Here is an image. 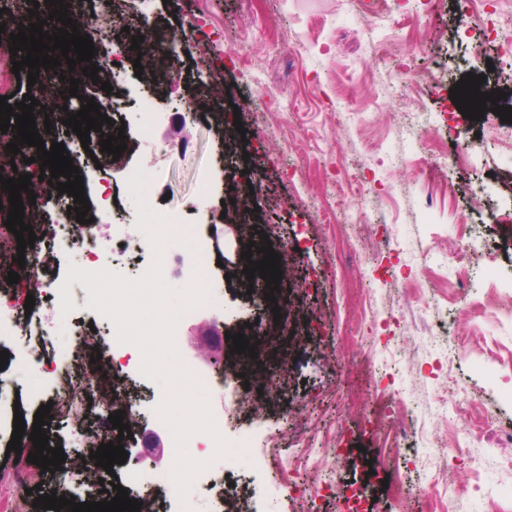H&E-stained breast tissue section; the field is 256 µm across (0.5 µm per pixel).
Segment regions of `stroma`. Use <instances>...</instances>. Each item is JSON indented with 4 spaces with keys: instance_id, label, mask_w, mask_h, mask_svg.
I'll list each match as a JSON object with an SVG mask.
<instances>
[{
    "instance_id": "1",
    "label": "stroma",
    "mask_w": 512,
    "mask_h": 512,
    "mask_svg": "<svg viewBox=\"0 0 512 512\" xmlns=\"http://www.w3.org/2000/svg\"><path fill=\"white\" fill-rule=\"evenodd\" d=\"M481 31L461 0H86L79 30L116 52L87 97L112 86L127 149L96 167L74 156L86 197L117 237L140 238L126 190L135 169L157 207L184 224L224 231L215 267L221 313L183 325L190 354L222 357L227 383L209 403L224 437L259 447L276 438L282 459L311 442L329 492L307 491L297 474L277 490L275 470L223 460L195 445L188 455L223 474L244 512H346L351 484L366 489L363 512H436L428 494L448 467L454 512H512V463L493 441L512 432V380L483 352L512 347V327L492 319V283H512V224L489 207L512 195V123L495 113L464 118L449 91L485 75L512 107V62L483 51L484 38L512 41V0H489ZM136 17L135 32L115 16ZM151 32L174 50L164 62L126 46ZM142 73H135L134 63ZM428 77L422 89L405 72ZM156 116L142 141V97ZM240 125H233L232 114ZM485 190L476 206L471 190ZM239 205L225 210L228 194ZM266 234L281 261L275 301L250 293L232 220ZM478 252H464L469 240ZM469 271L457 284L458 267ZM263 334L256 358H242L226 333ZM0 370V456L15 412L25 423L46 396L33 395L19 348L7 344ZM137 425L126 449L137 462L114 465L129 498L146 493L143 459L174 455L152 433L163 397L158 382L129 369ZM487 417V434L468 440L466 423L439 397L448 389ZM259 400L253 413L240 397ZM413 412L417 432L379 462L394 422Z\"/></svg>"
}]
</instances>
